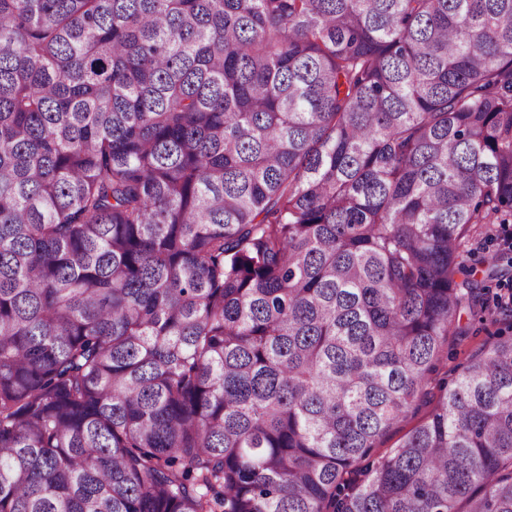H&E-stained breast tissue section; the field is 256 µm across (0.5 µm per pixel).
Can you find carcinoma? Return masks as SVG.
<instances>
[{"label":"carcinoma","mask_w":512,"mask_h":512,"mask_svg":"<svg viewBox=\"0 0 512 512\" xmlns=\"http://www.w3.org/2000/svg\"><path fill=\"white\" fill-rule=\"evenodd\" d=\"M511 223L512 0H0V512H512ZM511 287L512 272L507 273L498 280L488 283V288L486 289L488 310L485 314H482L483 318H477L474 322L473 329H476L474 335L470 333L469 336L462 341L453 343L449 340L448 344L443 345L441 355L443 356L444 363L447 364L448 383L451 382L455 371L465 364L469 354L473 350L490 342L492 336L496 335L498 331L507 328L510 324L509 317L507 320H504L505 317L500 314L496 307L501 309L512 307ZM506 288H508L507 291H504ZM500 292L502 293L499 294Z\"/></svg>","instance_id":"cac0c4a2"}]
</instances>
